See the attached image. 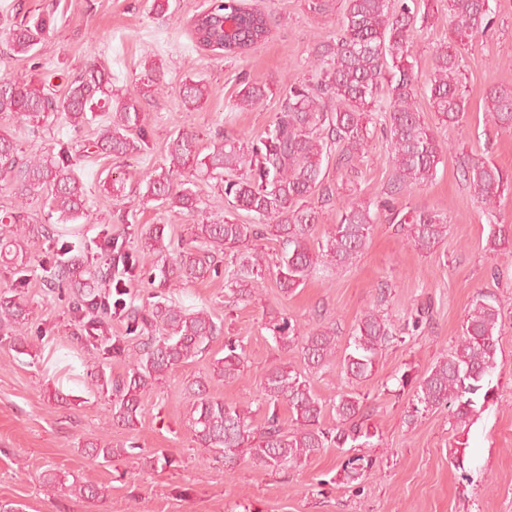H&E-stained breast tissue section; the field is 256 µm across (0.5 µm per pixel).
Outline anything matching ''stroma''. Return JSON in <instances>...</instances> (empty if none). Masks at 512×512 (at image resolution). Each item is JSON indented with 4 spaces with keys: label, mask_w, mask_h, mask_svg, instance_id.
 <instances>
[{
    "label": "stroma",
    "mask_w": 512,
    "mask_h": 512,
    "mask_svg": "<svg viewBox=\"0 0 512 512\" xmlns=\"http://www.w3.org/2000/svg\"><path fill=\"white\" fill-rule=\"evenodd\" d=\"M271 21L267 40L247 56L229 58L195 50L192 17L207 0H170L161 15L148 0H0V25L15 11L48 13L55 28L35 56L9 55L0 42V76L24 80L51 70V83L63 90L68 79L88 60L110 68L124 92H136L142 63L156 60L165 88L146 104L150 117L151 150L131 159L84 155L90 128L53 126L44 138L28 137L12 118H0V134L17 137L22 153L68 142L81 157L79 174L94 202L80 237L94 245L104 233L122 238L134 250L137 235L151 225L165 227L171 254L189 247L195 219L175 209L143 203L135 193L142 172L163 164L168 143L180 132L197 134L200 147L227 134L256 137L272 124L280 110L282 91L310 79L309 60L329 40L343 0H328L323 14L311 13L306 0H247ZM493 23L465 47L463 82L468 94L466 118L447 126L438 121L426 94L417 107L445 145L435 179L390 194L394 171L386 156L389 144L381 113H373V138L364 157L336 169L328 166L325 183L332 191L324 202L313 235L321 237L337 223L347 200L390 199L393 208L442 209L448 232L431 253L412 246L390 211L380 210L362 255L349 267L321 273L303 288L284 293L274 278L252 298H234L224 289L223 276L172 287L184 307L206 308L224 328L206 354L180 364L144 398L140 423L131 428L109 425L110 403L98 393L89 344H77L84 325L74 321L68 297L46 294L42 263L57 246L31 248L33 264L18 273L0 267V291L19 287L32 315L23 330L31 354L12 350L10 335L0 330V500L18 504L21 512H512V263L496 259L487 247L490 223L512 224V195L495 214H487L460 170L482 159L512 172V132L486 124L484 93L494 85H512V0H491ZM434 22H421L414 36V54L422 81H429L432 54L448 41V0H435ZM206 81L209 96L200 110L187 109L179 95L185 78ZM257 77L275 96L241 111L231 105L244 79ZM125 176L122 197L103 191L107 172ZM492 295L501 307L497 329V400L468 431L469 477L461 479L449 462L456 438L447 411L424 415L415 424L404 420L410 392L400 391L404 372L423 375L443 354L453 352L465 315L477 293ZM380 308L395 323L417 309L427 312L410 340L386 347L375 375L355 386L370 412L369 426L380 437L371 454L375 472L359 484L338 481L341 458L325 448L301 468L270 470L249 461L234 470L224 460L200 448L184 415L183 390L188 381L208 378L212 396L226 404L248 407L255 421L265 413L261 383L267 369L291 365L304 372L313 391L333 404L344 387L339 367L308 369L298 349L278 348L267 330L270 316L282 314L303 329L332 326L346 342L352 326L369 308ZM242 339L246 365L241 379L210 380L211 362L223 357L224 339ZM65 400H58L56 390ZM109 439L123 456L105 463L87 455V443ZM174 457L169 468L150 466L151 456ZM66 475L69 482L94 485L100 497L91 499L70 490L47 491L43 472Z\"/></svg>",
    "instance_id": "obj_1"
}]
</instances>
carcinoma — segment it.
<instances>
[{
	"instance_id": "carcinoma-1",
	"label": "carcinoma",
	"mask_w": 512,
	"mask_h": 512,
	"mask_svg": "<svg viewBox=\"0 0 512 512\" xmlns=\"http://www.w3.org/2000/svg\"><path fill=\"white\" fill-rule=\"evenodd\" d=\"M243 19L238 40L224 44V16ZM490 0H448V46L432 58V77L426 90L432 111L450 125L465 115L467 93L463 86L462 47L492 23ZM432 20L434 12L421 0H344L334 36L314 52L312 78L292 84L282 97L281 109L270 128L257 138L226 136L202 153L196 137L179 133L168 145V164L144 172L143 197L164 208L178 209L191 216L201 215L195 245L176 262L159 266L161 282L204 279L224 265V285L240 299L253 296L269 275L279 288L293 292L306 285L319 271L352 264L368 244L376 214L371 204L349 201L342 207L339 222L311 246L318 211L313 200L330 196L325 185L323 160L330 158L333 145L343 146L336 166L346 167L365 153L371 138L369 114L387 90V125L390 150L388 161L395 171L393 191L432 181L442 162L443 148L417 108L419 71L413 55V32L417 19ZM49 14L25 17L3 33L10 54L27 58L36 55L54 29ZM193 42L204 51L229 56L247 54L270 33V18L261 10L243 9L241 0H209V6L192 18ZM143 87L139 94L118 93L112 71L90 62L57 94L44 79L34 77L19 82L0 77V116H18L31 137L63 121L73 127L93 126L97 152L116 158L145 155L150 150L148 123L142 99L163 89L160 67L152 60L143 63ZM273 93L264 81L253 78L238 92L236 106L251 108ZM209 90L200 79L181 84L180 96L189 109H199ZM487 120L499 129L512 130V87L487 91ZM0 177L13 186L17 203L0 223V261L16 270L30 263L28 247L56 239L54 224L32 217L30 206L42 203L48 216L62 224L88 217L93 205L73 155L65 144L47 151L22 154L16 138L0 134ZM463 181L473 189L488 214H493L501 197L512 191V173L487 161H472L461 169ZM213 180L224 190L235 210L253 217L244 223L236 218L219 222L206 220L196 181ZM394 223L404 225L408 238L421 252L429 253L447 234L448 216L440 210L421 209L404 217L394 214ZM276 238L280 251L268 258L254 248V242ZM489 250L512 255V225H490ZM75 248L64 243L61 253L46 269L43 286L50 292L63 286H79L71 313L76 321H88L92 329H105L112 317L128 322V331L139 335L136 348L123 336L106 338L103 353L129 360V370L110 379L98 375L100 393L111 401L112 424L131 428L144 412L143 398L177 365L202 354L221 333L206 309L189 310L167 297L146 309L126 302V281L136 276L139 259L164 257L165 225L155 224L140 233L139 253L129 252L119 239L108 235L96 243L103 262L85 263L69 255ZM112 287L110 299L99 287ZM30 308L20 294L0 296V327L15 332L13 344L27 345L20 336ZM501 309L489 297L479 295L463 323L455 351L438 359L423 375L404 373L400 389H413L408 422L444 409L455 420L458 435L450 464L466 472L468 438L465 426L476 421L495 400L493 376L498 368L495 332ZM421 327V321L397 329L372 308L353 326L345 349H339L333 328L301 330L297 322L273 316L268 330L282 349H301L306 366L321 369L339 363L351 381L371 377L381 351ZM241 341L224 338V356L214 359L213 374L230 383L243 372ZM266 415L254 423L252 410L227 405L207 392V381L194 380L185 388L186 417L195 440L224 456V465L233 468L249 460L269 469L303 467L323 448L344 450L339 478L353 484L369 476L373 458L349 454L354 448H373L376 432L365 426L369 413L356 392L339 395L332 410L336 427L325 428L321 421L326 404L315 394L307 378L286 366L270 368L263 378ZM288 404L293 427L281 422L278 405ZM91 455L104 462L127 452L99 441L88 445Z\"/></svg>"
}]
</instances>
